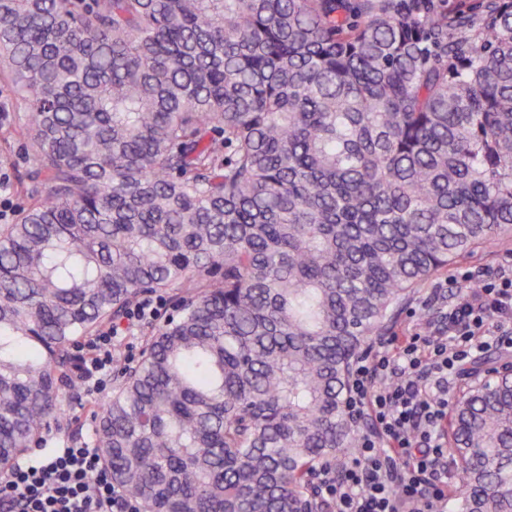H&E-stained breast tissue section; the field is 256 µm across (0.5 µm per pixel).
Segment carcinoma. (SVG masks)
Listing matches in <instances>:
<instances>
[{"label":"carcinoma","instance_id":"carcinoma-1","mask_svg":"<svg viewBox=\"0 0 512 512\" xmlns=\"http://www.w3.org/2000/svg\"><path fill=\"white\" fill-rule=\"evenodd\" d=\"M28 204L0 224V471L69 347L177 315L96 415L140 512H310L356 360L512 229V0H0ZM48 190H43V186ZM448 402L457 512H512V367Z\"/></svg>","mask_w":512,"mask_h":512}]
</instances>
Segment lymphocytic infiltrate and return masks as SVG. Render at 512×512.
I'll return each mask as SVG.
<instances>
[{
	"instance_id": "obj_1",
	"label": "lymphocytic infiltrate",
	"mask_w": 512,
	"mask_h": 512,
	"mask_svg": "<svg viewBox=\"0 0 512 512\" xmlns=\"http://www.w3.org/2000/svg\"><path fill=\"white\" fill-rule=\"evenodd\" d=\"M161 297L126 311L121 323L94 336L78 373L93 390L112 381V348L126 329L159 318ZM437 335L390 336L356 361L347 396L353 419L368 418L371 433L339 471L319 470L312 484L328 512H439L454 485L442 424L459 365L486 349L488 335L512 347V266L458 296ZM0 512H139L112 481L91 442H73L17 464L0 480Z\"/></svg>"
}]
</instances>
